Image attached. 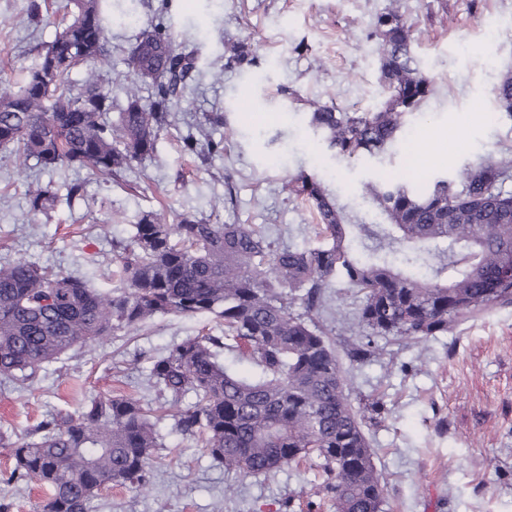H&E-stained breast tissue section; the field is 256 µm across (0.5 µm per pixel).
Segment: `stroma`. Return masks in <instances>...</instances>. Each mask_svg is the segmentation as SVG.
Masks as SVG:
<instances>
[{"mask_svg": "<svg viewBox=\"0 0 512 512\" xmlns=\"http://www.w3.org/2000/svg\"><path fill=\"white\" fill-rule=\"evenodd\" d=\"M38 2L33 20L29 0H0V78L16 82L35 67L67 13V0ZM391 5L413 25L433 93L408 118L393 157L349 161L328 149L305 114L312 100L361 111L380 102L368 33ZM134 9V24L107 28L112 67L104 85L113 111L127 104L120 85L141 30L162 26L198 57L156 153L117 181L83 170H19L0 148V262H36L110 291L113 244L129 237L141 212L164 206L198 217L215 210L224 224L265 226L277 245L311 247L314 216L288 200L286 178L317 176L372 223L367 182L426 181L512 144V118L492 93L512 71V0H136ZM243 41L253 63H229L232 45ZM215 113L224 124L208 123ZM201 129L223 141V154L204 162L184 152L185 137ZM35 181L82 189L36 216L26 198ZM356 306L353 289L340 283L320 318L343 357L353 337L339 319ZM220 333L207 314L163 315L70 350L34 381L0 378V435L23 437L85 397L120 392L164 404L156 421L162 446L148 483L102 489L92 512H281L289 499L300 512H334L317 461L238 478L176 431L183 404L159 395L150 362L186 338ZM376 343L377 360L358 367L344 358L342 368L356 409L383 405L364 425L384 487L382 512H512V306L493 307L421 348L389 336Z\"/></svg>", "mask_w": 512, "mask_h": 512, "instance_id": "35a3bbf8", "label": "stroma"}]
</instances>
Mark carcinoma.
<instances>
[{"instance_id":"cac0c4a2","label":"carcinoma","mask_w":512,"mask_h":512,"mask_svg":"<svg viewBox=\"0 0 512 512\" xmlns=\"http://www.w3.org/2000/svg\"><path fill=\"white\" fill-rule=\"evenodd\" d=\"M105 0H72V19L56 34L19 89L0 83V147L12 148L17 168H77L123 176L151 155L170 125L169 108L197 69L192 51L178 50L166 31L140 32L127 59V105L111 117L112 96L99 80L109 66L104 43ZM370 39L385 89L381 107L346 112L310 102L308 126L347 160L390 153L408 117L432 92V79L411 47L412 25L393 8L380 13ZM88 68L81 89L70 75ZM152 87L141 104L139 84ZM512 118V72L493 89ZM187 154L212 157L221 143L190 136ZM512 146H502L424 184L381 180L365 193L384 219L369 225L349 214L316 178H288V199L316 215L318 247H278L256 224H217L185 214L168 224L141 213L112 261L116 284L101 292L86 281L30 262L0 263V376L35 377L78 345L157 315L211 314L222 336L173 344L151 362L160 392L193 402L176 430L199 438L224 471L269 474L316 456L336 512H381L384 488L363 430L345 392L342 366L314 320L327 293L343 280L359 298L349 331L360 341L354 362L382 355L374 337L423 343L494 306L512 305ZM59 200L50 185L28 191L30 212ZM367 239L363 252L352 242ZM300 304L304 312L294 311ZM224 349L258 374L244 378L217 360ZM152 410L128 395L92 397L75 413H56L8 443L14 460L7 481L44 487L43 512H90L106 487L150 478L159 435Z\"/></svg>"}]
</instances>
